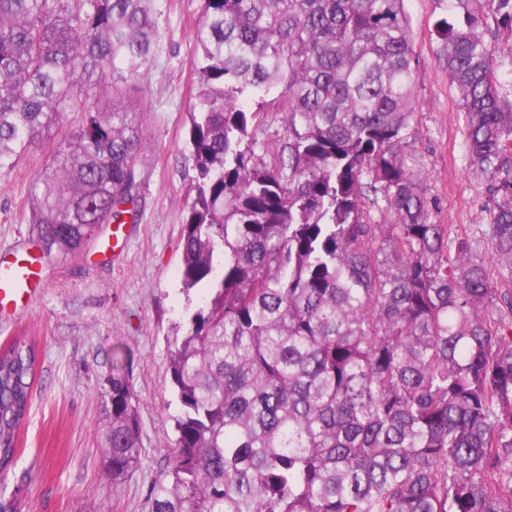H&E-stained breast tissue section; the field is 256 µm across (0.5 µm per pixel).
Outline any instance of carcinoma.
Returning <instances> with one entry per match:
<instances>
[{
    "label": "carcinoma",
    "instance_id": "cac0c4a2",
    "mask_svg": "<svg viewBox=\"0 0 512 512\" xmlns=\"http://www.w3.org/2000/svg\"><path fill=\"white\" fill-rule=\"evenodd\" d=\"M406 0H198L189 109L194 198L171 343L181 405L151 512H512V98L489 17L437 0L481 234L430 221L410 137L418 63ZM167 0H0V175L78 128L36 176L43 254L74 257L142 210L135 106ZM112 90L104 108L91 91ZM283 135L257 137L264 115ZM394 212L374 224L368 206ZM38 353L0 350V470L15 461ZM104 465L139 454L128 375L100 392Z\"/></svg>",
    "mask_w": 512,
    "mask_h": 512
}]
</instances>
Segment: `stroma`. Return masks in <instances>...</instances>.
<instances>
[{
  "instance_id": "stroma-1",
  "label": "stroma",
  "mask_w": 512,
  "mask_h": 512,
  "mask_svg": "<svg viewBox=\"0 0 512 512\" xmlns=\"http://www.w3.org/2000/svg\"><path fill=\"white\" fill-rule=\"evenodd\" d=\"M418 56L410 138L404 149L424 173L430 217L437 224H483L480 187L465 159L463 117L448 84L434 25L435 0H406ZM196 0H172L170 33L159 65L135 92L146 146L144 209L127 240L104 229L84 254L45 259L44 285L29 306L0 320V346L35 343L39 367L31 414L20 432L18 457L0 472V497L17 512H149L150 495L167 466L179 402L168 383L170 343L199 307L184 292L179 269L182 220L195 175L188 144ZM47 161L32 148L16 170L0 177V253H38L27 221L36 174ZM120 353L140 419L141 454L133 474L113 484L103 468L100 392Z\"/></svg>"
}]
</instances>
